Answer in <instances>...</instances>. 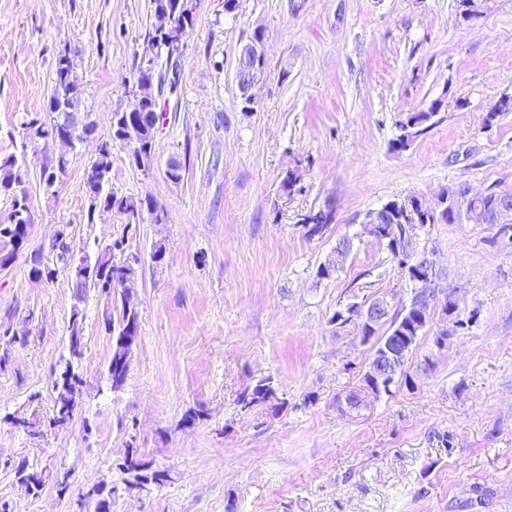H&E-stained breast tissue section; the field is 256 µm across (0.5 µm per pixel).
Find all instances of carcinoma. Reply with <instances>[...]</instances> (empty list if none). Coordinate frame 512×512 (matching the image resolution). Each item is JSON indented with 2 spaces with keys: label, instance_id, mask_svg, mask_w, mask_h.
I'll list each match as a JSON object with an SVG mask.
<instances>
[{
  "label": "carcinoma",
  "instance_id": "cac0c4a2",
  "mask_svg": "<svg viewBox=\"0 0 512 512\" xmlns=\"http://www.w3.org/2000/svg\"><path fill=\"white\" fill-rule=\"evenodd\" d=\"M190 0H151V8L154 14L168 13L173 17L175 28L182 31L194 26L195 12L188 8ZM170 38V32H163L156 26H151L146 31L144 43L146 48L155 52L164 48ZM139 65H133L131 92L137 93L141 99L147 101L145 112L112 113L110 130L106 137L102 138L98 147L97 156L90 160L84 170L85 194L89 200L88 216L94 218L98 209L116 210L128 215L132 219H139L142 212L151 215L152 222L160 224L164 220V212L149 198L138 201L119 196L114 192L105 191L112 172V147L122 144L132 149L134 165L139 168L150 166L153 160L154 142L157 136L154 121L165 120L163 109L159 108L158 85L155 83L137 80ZM85 87L76 74L74 59L70 51H62L56 62V68L52 78L51 93L48 100L49 113L53 114L52 122L38 125L30 122L27 128L34 130V134L44 138H51L61 127L68 128L71 142L82 141L91 135V129L79 126L75 115L81 112ZM437 115V107L432 105L420 112H411L397 124L398 134L393 140L394 150H405L414 139L432 125V119ZM69 160L58 158L51 162V166L43 168V177L47 187H52L56 180L66 172ZM21 184L20 168L17 159L8 157L0 161V193L12 197L11 210L8 215L0 220V227L7 225L23 224L28 214L27 197L25 193L17 190ZM442 194L448 196L451 207L448 214L441 216L440 212L428 211L415 207V199L403 201H389L377 212L382 214L383 223L377 224L372 220L375 213H369L371 220L365 223L367 233L373 236L378 243L385 246L392 260L396 263L399 272L413 284L412 294L408 305L398 309L391 318L379 320L371 328L360 326L362 342L375 340V351L380 352L388 347L398 354L399 370L394 374L392 384L384 389V393H393L392 386L399 384L413 386V378L405 369V362L409 354L417 345L419 336L430 322L431 303L437 300L434 288L435 278L438 277L434 261L429 259L427 251L417 250V229L427 224H453L463 219L475 224H496L501 216L512 213V193L489 192L483 196L473 197L469 195L468 188L459 185L447 188ZM333 210L319 209L304 216L302 227L307 238L322 234L327 226L333 223ZM28 230L14 232L11 236L0 234V264L8 261L25 242ZM125 238H120L105 246L97 254L95 260L90 261L83 257L75 259L70 243L68 225L58 231L56 241L52 246L55 259L46 262H38L32 268V275L37 278L51 280L56 273L55 264L61 262L65 265L74 264L86 271V275H74L76 282V298L80 299L83 293L93 288L107 298H112V292L121 291V297L130 295L138 283V264H125L121 254L124 253ZM340 259L333 269L323 267L318 271L322 278L331 277V272L343 267L351 243L348 238L338 240ZM426 258V262L419 263L414 268L405 266L408 260ZM85 313L78 307H73L69 318V337L76 338V343L69 346L70 358L64 363L63 375L81 378V374L75 372L73 360L83 357V351L78 349L83 339V324ZM389 324V327L381 337H376L377 328ZM131 325H139L138 311L126 306L125 301H113L112 310L106 313L104 318L105 330L112 336V353L107 367V379L114 391L121 390L127 380L128 368L124 363V356L119 349L118 342L127 334ZM57 393L52 417L44 422L34 415L19 413L11 416V423L20 424L30 430V435H41L44 428L54 427L58 414L66 407L65 393L60 388H55ZM276 389L272 378L259 380L253 387H249L240 393L238 404L242 407H251L258 403H265L275 397ZM15 476L19 486L28 495L38 494L45 485L49 476L43 471L29 468L26 461L22 460L14 467ZM101 495L97 498L91 496V492L81 493L78 497V506L89 505L92 512H112V500L116 493V487L104 485L97 488Z\"/></svg>",
  "mask_w": 512,
  "mask_h": 512
}]
</instances>
